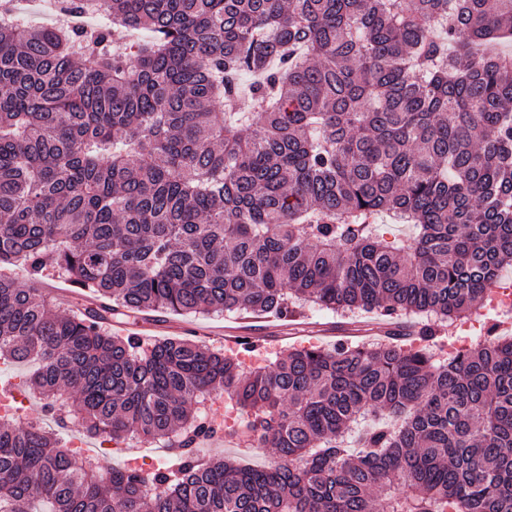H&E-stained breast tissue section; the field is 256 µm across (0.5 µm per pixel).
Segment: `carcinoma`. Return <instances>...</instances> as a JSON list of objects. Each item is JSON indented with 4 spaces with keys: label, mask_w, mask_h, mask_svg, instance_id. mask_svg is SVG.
Returning a JSON list of instances; mask_svg holds the SVG:
<instances>
[{
    "label": "carcinoma",
    "mask_w": 512,
    "mask_h": 512,
    "mask_svg": "<svg viewBox=\"0 0 512 512\" xmlns=\"http://www.w3.org/2000/svg\"><path fill=\"white\" fill-rule=\"evenodd\" d=\"M106 26L0 24V360L57 419L174 451L104 474L0 418V512H512V338L392 341L250 371L130 313L298 304L458 320L512 265V0H103ZM143 30L133 49L118 30ZM250 135L243 136V131ZM414 228L384 240L374 217ZM93 289L79 313L35 287ZM269 467L200 457L224 423ZM42 281H43L42 288H45V289L56 288L62 292V294L59 296L63 300H60L57 297L52 296L54 301L57 303V305L60 306L61 310L68 311V310L74 309L73 308V302H74L73 299L77 292H82L90 298L94 297L92 291H90V290L82 291L80 288H77L76 286H74L69 280H67L64 276L59 275L58 273H55L53 276L49 275V276L43 278ZM30 364H21L17 362L0 363L1 382L11 380L12 389L24 388L25 380L29 373L33 370Z\"/></svg>",
    "instance_id": "carcinoma-1"
}]
</instances>
